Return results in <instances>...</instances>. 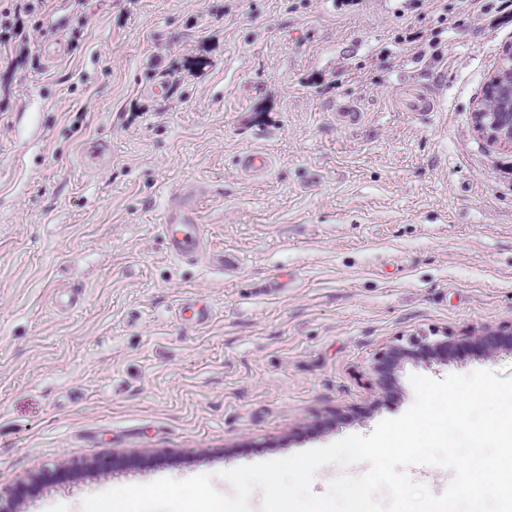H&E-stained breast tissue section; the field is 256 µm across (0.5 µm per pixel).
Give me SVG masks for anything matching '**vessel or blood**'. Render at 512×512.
Here are the masks:
<instances>
[{
	"mask_svg": "<svg viewBox=\"0 0 512 512\" xmlns=\"http://www.w3.org/2000/svg\"><path fill=\"white\" fill-rule=\"evenodd\" d=\"M238 163L240 168L250 175L269 172L272 161L269 155L259 149L243 152ZM200 188L193 183L181 185L174 193V202L165 215L164 233L168 248L174 257L193 262L206 258L212 266L219 268L236 267L234 258L211 251L203 224L197 212V199Z\"/></svg>",
	"mask_w": 512,
	"mask_h": 512,
	"instance_id": "obj_1",
	"label": "vessel or blood"
}]
</instances>
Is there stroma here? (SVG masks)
Masks as SVG:
<instances>
[{
	"label": "stroma",
	"mask_w": 512,
	"mask_h": 512,
	"mask_svg": "<svg viewBox=\"0 0 512 512\" xmlns=\"http://www.w3.org/2000/svg\"><path fill=\"white\" fill-rule=\"evenodd\" d=\"M22 4L0 0L24 24L0 40L11 512L203 474L226 493L222 471L400 416L411 375L512 376V349L475 342L512 326V152L472 126L512 0ZM97 138L112 162L85 167ZM251 148L267 174L240 170ZM188 182L236 269L170 254L161 225ZM198 301L207 320L183 318ZM433 333L473 342L378 371Z\"/></svg>",
	"instance_id": "35a3bbf8"
}]
</instances>
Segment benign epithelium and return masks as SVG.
I'll return each instance as SVG.
<instances>
[{
    "label": "benign epithelium",
    "instance_id": "1",
    "mask_svg": "<svg viewBox=\"0 0 512 512\" xmlns=\"http://www.w3.org/2000/svg\"><path fill=\"white\" fill-rule=\"evenodd\" d=\"M476 131L491 145L512 150V45L502 49L499 63L489 75L484 92L473 111ZM488 348H496L502 343L512 344V329L504 332L500 329L488 330L480 337ZM411 347H395L390 356L381 365L385 366L397 358L419 352L423 356L448 354L452 342L448 337L433 339L423 336L410 340Z\"/></svg>",
    "mask_w": 512,
    "mask_h": 512
}]
</instances>
